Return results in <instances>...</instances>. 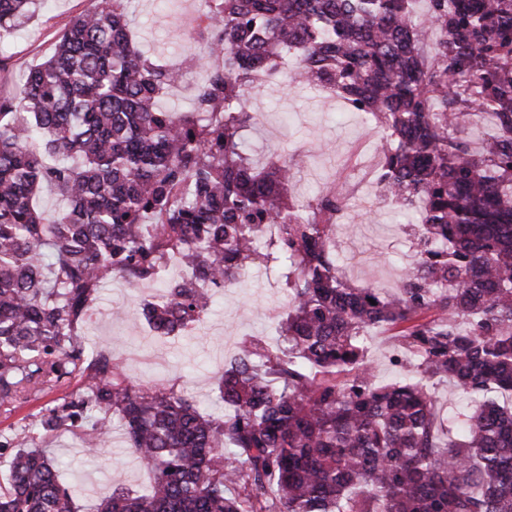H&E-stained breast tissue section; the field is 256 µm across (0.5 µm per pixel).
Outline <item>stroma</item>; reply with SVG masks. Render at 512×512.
Here are the masks:
<instances>
[{
	"instance_id": "35a3bbf8",
	"label": "stroma",
	"mask_w": 512,
	"mask_h": 512,
	"mask_svg": "<svg viewBox=\"0 0 512 512\" xmlns=\"http://www.w3.org/2000/svg\"><path fill=\"white\" fill-rule=\"evenodd\" d=\"M92 0H49L28 23L0 33V49L11 68L0 80L16 89L27 70L54 51L69 20L91 8ZM200 0H134L133 38L144 52L174 60L183 78L164 104L188 110L204 78L192 59L201 45ZM259 122L247 133L261 158L286 156L293 160V191L307 200L333 180L348 184L346 206L335 243L340 272L353 286L392 289L411 262L416 215L401 214L383 200L370 173L380 162V132L356 112L346 111L336 96L292 83L273 81L248 95ZM161 289L157 283L131 286L115 277L99 292L89 316L77 328V339L87 348L106 352L132 381L192 398L200 412L220 416L218 399L224 364L247 337L262 338L275 347L281 342L279 323L288 308V291L278 275L263 266L250 269L237 283L216 290L210 311L189 336H157L141 315L142 300ZM399 347L392 332L372 330L368 360L379 383L405 376L394 361ZM84 384L74 380L23 402L9 415H0V480L6 479L14 448H41L63 461L59 480L75 498L80 512H93L102 489L122 486L141 489L148 474L125 448L120 432L96 453H82V441L68 429L44 437L32 422L64 398H75Z\"/></svg>"
}]
</instances>
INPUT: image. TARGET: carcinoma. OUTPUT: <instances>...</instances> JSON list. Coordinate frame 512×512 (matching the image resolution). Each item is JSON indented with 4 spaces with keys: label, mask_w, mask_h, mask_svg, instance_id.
<instances>
[{
    "label": "carcinoma",
    "mask_w": 512,
    "mask_h": 512,
    "mask_svg": "<svg viewBox=\"0 0 512 512\" xmlns=\"http://www.w3.org/2000/svg\"><path fill=\"white\" fill-rule=\"evenodd\" d=\"M45 0H0V29ZM22 88L0 92V411L80 377L35 421L86 420L85 449L119 423L151 473L96 512H512V0H203L192 106L178 74L139 50L130 0H93ZM295 59L287 71L284 64ZM284 78L332 91L382 133L375 184L420 216L395 292L341 277L346 197L292 191V162L259 164L246 92ZM493 134L461 136L470 110ZM65 202L48 219L34 199ZM191 277L143 302L158 336L202 322L210 291L263 259L290 296L275 351L245 341L224 365V417L136 385L74 339L103 283ZM393 328L410 377L379 384L370 331ZM450 381L471 414L444 418ZM0 512H77L42 450L13 454Z\"/></svg>",
    "instance_id": "carcinoma-1"
}]
</instances>
